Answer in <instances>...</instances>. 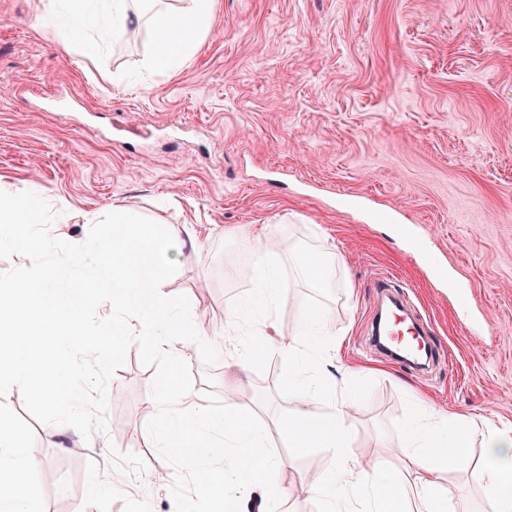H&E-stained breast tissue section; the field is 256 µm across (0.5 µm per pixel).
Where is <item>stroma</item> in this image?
Returning a JSON list of instances; mask_svg holds the SVG:
<instances>
[{
    "label": "stroma",
    "mask_w": 512,
    "mask_h": 512,
    "mask_svg": "<svg viewBox=\"0 0 512 512\" xmlns=\"http://www.w3.org/2000/svg\"><path fill=\"white\" fill-rule=\"evenodd\" d=\"M47 2L0 0V185L37 191L57 213L51 236L71 243L115 210L196 229L203 251L184 249L163 288L210 313L200 336L220 354L188 363L197 401L223 394L224 363L244 349L250 319L229 332L224 314L251 286L240 234L264 224L301 248L283 259L282 339L313 308L339 342L333 372L376 369L354 381L355 459L394 462L418 396L512 425V0H213L196 51L160 72L143 67L146 26L99 45L90 24L72 38ZM326 249L336 283L315 288L302 261ZM381 274L431 329L427 370L372 346ZM480 313L486 337L467 328ZM287 371L273 353L246 363L237 404L282 461L281 512H322L308 488L336 457L290 447L281 422L300 397ZM155 373L130 347L107 386V429L88 443L32 418L18 388L0 398L37 450V480L67 498L45 512H176V470L142 440ZM422 478L449 489L445 512H493L463 472Z\"/></svg>",
    "instance_id": "1"
}]
</instances>
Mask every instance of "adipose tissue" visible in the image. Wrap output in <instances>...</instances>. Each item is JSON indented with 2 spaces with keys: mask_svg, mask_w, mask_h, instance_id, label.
<instances>
[{
  "mask_svg": "<svg viewBox=\"0 0 512 512\" xmlns=\"http://www.w3.org/2000/svg\"><path fill=\"white\" fill-rule=\"evenodd\" d=\"M74 25L89 18L100 27L120 35L142 21L150 28L153 50L145 65L151 69L172 67L195 49L199 36L210 26L211 0H145V12L132 8L134 0H56ZM247 241L259 261L252 274L249 295L225 317L226 326L252 314L260 326L240 360L248 362L258 352L275 351L288 365L287 380L297 385L301 410L282 422L293 448H329L336 455V468L326 479H313L310 490L326 500V512H343L344 505L368 504L371 512H387L378 496L381 485H391L401 512H440L446 496L439 485L421 480L424 470L468 471L483 489L495 512H512V426L482 422L464 415H447L424 401H416L415 413L406 424L396 464L363 465L352 457V414L359 397L353 391L308 379L309 371L321 366V350L332 339L328 319L322 313L302 309L299 329L292 339L269 343L274 328L273 313L285 288L282 266L284 243L265 227L249 231ZM484 449L479 464H472L467 449L473 438ZM35 448L25 443L0 416V512H44L43 499L34 484L32 462Z\"/></svg>",
  "mask_w": 512,
  "mask_h": 512,
  "instance_id": "obj_1",
  "label": "adipose tissue"
}]
</instances>
